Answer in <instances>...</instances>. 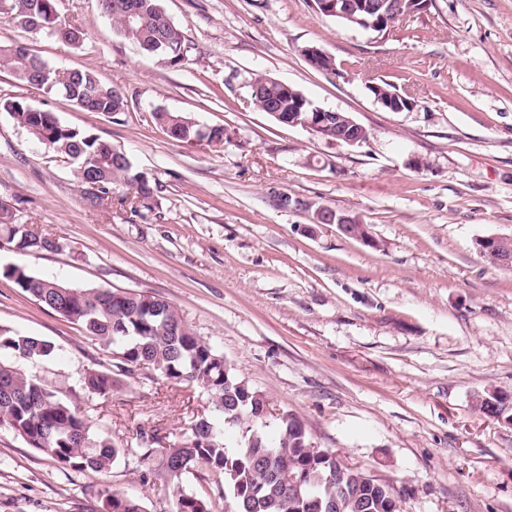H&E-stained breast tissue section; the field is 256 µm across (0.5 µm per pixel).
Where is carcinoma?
Returning a JSON list of instances; mask_svg holds the SVG:
<instances>
[{"label": "carcinoma", "mask_w": 512, "mask_h": 512, "mask_svg": "<svg viewBox=\"0 0 512 512\" xmlns=\"http://www.w3.org/2000/svg\"><path fill=\"white\" fill-rule=\"evenodd\" d=\"M57 0H0V17L21 28L29 10L40 14L50 34L72 45L84 41L78 20L61 22ZM102 11L112 19L117 33L140 49L157 45L165 62L178 67L188 61L191 46L181 30L163 11L161 0H134L139 16L125 14L126 0H99ZM0 68L20 82L37 85L63 95L88 112L116 115L124 111L120 91L105 84L91 68L68 71L59 79L56 69L29 51L0 45ZM250 103L269 115L298 120V126L314 124L312 132L336 140V114L315 112L304 105L297 112L302 93L295 87L265 76L250 84ZM3 109L31 137L75 164L74 176L82 184H93L84 198L91 208L114 192L122 206L140 217L152 211L156 181L138 171L131 160L100 137L61 124L54 113L32 107L21 99L6 100ZM157 125L175 141L224 143V129L200 126L187 116L163 109L152 111ZM18 253L56 252L60 240L36 235L23 224L0 220V242ZM475 249L496 264L512 252V238L495 242L475 240ZM22 292L39 304L77 324L94 344L106 370L86 369L81 373L84 394L104 401L136 369L144 367L176 384H197L207 390L211 409L191 424V434L163 448H155L154 437L145 430L137 435L132 452L143 463L162 458L156 472L157 488L172 497L171 512H213L205 491L183 487V475L201 467L224 480V512H400L399 497L390 484L370 473L341 464L336 454L312 445L300 420L289 413L280 417L276 436L264 430L267 400L248 384L224 357L199 339L179 310L169 301L146 293L107 288H74L30 271L25 266L3 269ZM24 360L44 359L54 346L38 336L0 329V352ZM479 413L512 421V395L490 391L476 402ZM0 425L11 428L27 444L71 472H105L120 459L124 449L97 428L80 405V396L63 400L44 387L39 378L0 360ZM243 425L237 446L225 444L224 428ZM102 512H145L135 497L105 491Z\"/></svg>", "instance_id": "1"}]
</instances>
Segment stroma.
Segmentation results:
<instances>
[{"instance_id":"35a3bbf8","label":"stroma","mask_w":512,"mask_h":512,"mask_svg":"<svg viewBox=\"0 0 512 512\" xmlns=\"http://www.w3.org/2000/svg\"><path fill=\"white\" fill-rule=\"evenodd\" d=\"M161 4L192 46L179 68L118 36L98 0H57L83 26L80 47L0 18V43H25L62 71L96 70L125 110L87 112L4 70L0 100L96 134L159 183L148 218L109 201L88 210L71 162L0 111V201L62 245L0 249V268L173 303L264 394L269 428L296 414L313 446L400 491L401 512H512V423L475 408L485 391L512 394V268L474 247L512 236V0H431L383 38L313 0ZM310 45L337 74L308 63ZM258 75L350 114L369 140L331 143L256 110ZM383 80L414 107L374 99L368 87ZM158 107L223 128L224 143L173 141L151 119ZM319 206L358 215L374 246L314 223ZM0 327L54 344L51 358L16 365L60 398L98 364L78 325L2 276ZM82 406L123 457L105 474L72 473L0 426V512H99L105 489L170 512L131 452L136 432L180 439L209 410L207 392L142 369Z\"/></svg>"}]
</instances>
